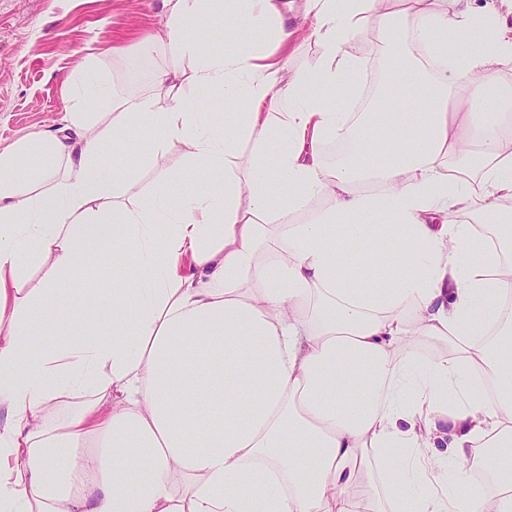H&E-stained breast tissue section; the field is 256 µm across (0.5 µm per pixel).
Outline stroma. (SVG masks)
<instances>
[{
    "instance_id": "35a3bbf8",
    "label": "stroma",
    "mask_w": 512,
    "mask_h": 512,
    "mask_svg": "<svg viewBox=\"0 0 512 512\" xmlns=\"http://www.w3.org/2000/svg\"><path fill=\"white\" fill-rule=\"evenodd\" d=\"M290 36L256 37L248 26L217 23L196 31L205 48L254 45L290 68L314 67L321 48L303 19L305 0H287ZM163 0H0V149L53 129L69 105L67 79L78 60L96 53L118 91L146 90L158 70L191 72L194 60L142 46L161 30Z\"/></svg>"
}]
</instances>
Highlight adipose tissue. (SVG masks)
I'll use <instances>...</instances> for the list:
<instances>
[{"mask_svg":"<svg viewBox=\"0 0 512 512\" xmlns=\"http://www.w3.org/2000/svg\"><path fill=\"white\" fill-rule=\"evenodd\" d=\"M163 3L155 41L197 59L189 75L99 85L89 112L87 55L57 133L0 150V512H512V242L477 230L512 222L492 93L512 0H306L321 62L296 70L192 35L244 21L288 39L279 0ZM370 20L388 82L413 80L400 105L347 112ZM216 89L248 111H204ZM134 130L160 170L130 207L136 171L104 154ZM333 140L349 152L329 164ZM176 142L195 186L162 164ZM91 266L112 269L103 313ZM37 320L90 340L32 351ZM411 336L445 349L422 360ZM68 393L85 401L57 417ZM470 448L494 491L453 468Z\"/></svg>","mask_w":512,"mask_h":512,"instance_id":"ef3b65f1","label":"adipose tissue"}]
</instances>
